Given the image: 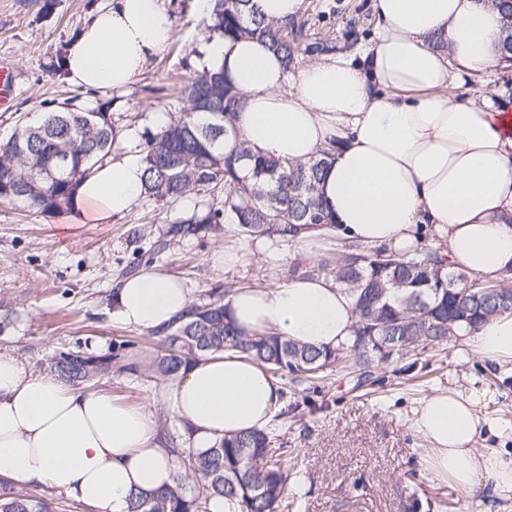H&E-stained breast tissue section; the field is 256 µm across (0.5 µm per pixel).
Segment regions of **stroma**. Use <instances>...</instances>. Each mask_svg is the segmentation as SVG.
<instances>
[{"label":"stroma","mask_w":512,"mask_h":512,"mask_svg":"<svg viewBox=\"0 0 512 512\" xmlns=\"http://www.w3.org/2000/svg\"><path fill=\"white\" fill-rule=\"evenodd\" d=\"M107 4L0 0V63L13 77L11 104L0 109V139L9 138L19 122L35 119L51 100L71 98L81 108L105 107L116 126L139 131L151 125L154 112L175 103V84L200 59L194 0H168L176 16L170 40L126 94L88 92L51 73V64ZM371 4L304 0L300 18L306 23L309 50L299 56L297 67L318 60L316 48L326 41L361 62L374 28ZM193 205L190 199L165 203L143 196L123 217L96 224L73 222L65 209L44 213L19 199L0 200V317L11 318L0 331V351L44 375L59 351L80 342L106 349L120 341L156 346L147 332L113 322L110 292L118 279L141 270L151 244ZM227 246L242 252L232 269L211 261ZM292 253L285 242L271 251L259 249L256 237L232 228L170 244L155 263L186 281L194 302L200 303L218 288L277 286L294 262ZM418 362L428 367V374L378 369L360 385L355 375L337 373L325 381L317 409L285 419L288 491L297 500L295 512H512L511 495L494 496L482 485L464 494L452 483L433 479L421 463L427 443L410 426L423 397L473 387L493 394L485 414L512 419V384H506L502 372L485 369L463 337L446 348L421 352ZM96 387L123 402L153 401L160 427H173L161 380L116 369Z\"/></svg>","instance_id":"35a3bbf8"}]
</instances>
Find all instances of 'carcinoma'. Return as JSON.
I'll return each mask as SVG.
<instances>
[{
  "label": "carcinoma",
  "instance_id": "obj_1",
  "mask_svg": "<svg viewBox=\"0 0 512 512\" xmlns=\"http://www.w3.org/2000/svg\"><path fill=\"white\" fill-rule=\"evenodd\" d=\"M202 25L226 38L265 40L288 68L306 43L303 24L268 21L254 0H214ZM178 101L187 107L164 127L141 134L144 194L157 202L192 196L199 201L168 225L149 259L171 243L212 233L226 222L242 235L282 238L297 224L332 228L318 194L330 151L291 165L253 153L232 123L242 95L222 73L194 71L183 82ZM114 146L109 113L50 102L37 121L20 123L0 141V198L21 199L43 212L68 209L78 181ZM291 272L331 276L347 290L357 317L348 343L331 349L275 334L247 336L228 316L227 304L216 299L195 303L168 327L150 332L162 349L147 365L126 352L130 345L125 343L113 344L105 355L62 351L53 358L57 377L80 387L118 364L132 373L144 366L169 378L220 352L244 353L273 376L289 378V403L272 424L217 439L183 458L172 486L136 495L130 512H209L216 496L236 502L240 512H290L294 501L288 497L287 448L278 421L314 406L321 383L336 373H360L359 387L369 380L370 368H387L419 349L439 348L458 337L462 326L474 328L508 311L505 299L512 292V278L490 281L455 269L431 249L397 255L348 243L334 262H297ZM0 512H56V507L15 493L0 496Z\"/></svg>",
  "mask_w": 512,
  "mask_h": 512
}]
</instances>
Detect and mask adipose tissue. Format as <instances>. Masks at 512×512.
Wrapping results in <instances>:
<instances>
[{
	"mask_svg": "<svg viewBox=\"0 0 512 512\" xmlns=\"http://www.w3.org/2000/svg\"><path fill=\"white\" fill-rule=\"evenodd\" d=\"M377 29L365 66L341 57L289 76L264 42L205 38L201 63L224 71L243 95L234 125L259 153L305 161L333 148L321 195L338 243L395 254L427 246L452 267L497 280L512 275V103L451 88L501 66L502 19L477 0H373ZM173 17L164 0H110L84 25L64 60L67 79L91 91L125 93L167 44ZM144 191V167L128 154L96 165L78 184L72 210L105 224ZM112 320L135 330L168 325L192 290L156 265L113 288ZM246 333L272 332L337 347L353 334L350 296L325 275L289 277L228 298ZM479 358L512 364V314L469 333ZM279 382L239 353L212 354L168 382L163 396L182 422L180 451L166 446L150 402L27 372L0 352V478L66 493L88 512H129L132 494L167 487L183 454L264 427ZM485 390L425 397L411 426L428 443L436 478L467 492L484 481L512 494V451L478 441L512 438V421L482 414Z\"/></svg>",
	"mask_w": 512,
	"mask_h": 512,
	"instance_id": "adipose-tissue-1",
	"label": "adipose tissue"
}]
</instances>
